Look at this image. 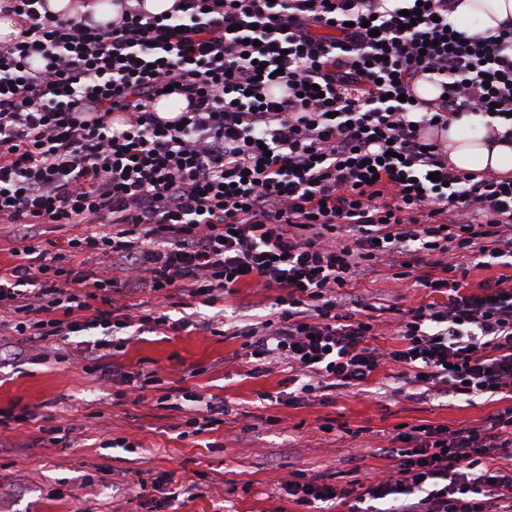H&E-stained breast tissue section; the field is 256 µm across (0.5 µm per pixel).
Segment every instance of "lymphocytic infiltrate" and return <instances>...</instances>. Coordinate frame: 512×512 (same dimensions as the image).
Here are the masks:
<instances>
[{"label": "lymphocytic infiltrate", "mask_w": 512, "mask_h": 512, "mask_svg": "<svg viewBox=\"0 0 512 512\" xmlns=\"http://www.w3.org/2000/svg\"><path fill=\"white\" fill-rule=\"evenodd\" d=\"M116 3L102 29L11 0L0 332L60 362L54 343L77 337L86 373L157 391L194 435L226 407L126 367L123 330L238 338L253 372L291 371L289 403L386 368L442 407L512 394V176L454 169L432 136L477 111L489 141L512 142V28H462L454 0H175L159 16ZM420 80L442 99L415 98ZM169 86L187 105L164 120ZM52 229L67 232L53 250ZM380 265L429 295L389 347L385 303L356 290ZM243 288L280 294L265 318L227 322L216 305ZM186 298L213 315L171 320ZM98 328L114 338L80 341ZM394 440L396 472L362 491L299 470L282 494L301 512H512V404L460 429L403 423Z\"/></svg>", "instance_id": "lymphocytic-infiltrate-1"}]
</instances>
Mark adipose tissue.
I'll return each mask as SVG.
<instances>
[{
	"label": "adipose tissue",
	"mask_w": 512,
	"mask_h": 512,
	"mask_svg": "<svg viewBox=\"0 0 512 512\" xmlns=\"http://www.w3.org/2000/svg\"><path fill=\"white\" fill-rule=\"evenodd\" d=\"M455 17L478 19L484 34L496 33L502 22H512V0H458ZM486 118L465 112L450 121L442 143L448 162L466 172L512 174V144L487 141Z\"/></svg>",
	"instance_id": "1"
}]
</instances>
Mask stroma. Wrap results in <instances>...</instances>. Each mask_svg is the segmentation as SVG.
<instances>
[{
    "label": "stroma",
    "mask_w": 512,
    "mask_h": 512,
    "mask_svg": "<svg viewBox=\"0 0 512 512\" xmlns=\"http://www.w3.org/2000/svg\"><path fill=\"white\" fill-rule=\"evenodd\" d=\"M357 288L385 298L386 320L394 319L395 309L426 299L423 289L391 280L383 266ZM122 361L154 363L176 385L225 403L223 424L179 437L178 412L120 396L119 385L85 374L77 362L0 369V410L27 407L67 430L56 445L34 423L0 427V512H295L277 491L292 471L325 475L340 485L388 475L396 462L383 450L395 425L428 421L456 429L480 424L500 407L487 397L449 407L398 399L384 375L367 391H345L324 405H278L269 397L281 391L286 371L250 374L239 340L195 331L138 336ZM192 367L199 375H189ZM327 422L335 431L320 432ZM121 436L137 442L135 452L109 447ZM199 474L208 482L204 496L180 498L181 487ZM141 477L158 480L159 487L137 499L132 490ZM228 481L236 485L230 495L224 492Z\"/></svg>",
    "instance_id": "stroma-1"
}]
</instances>
